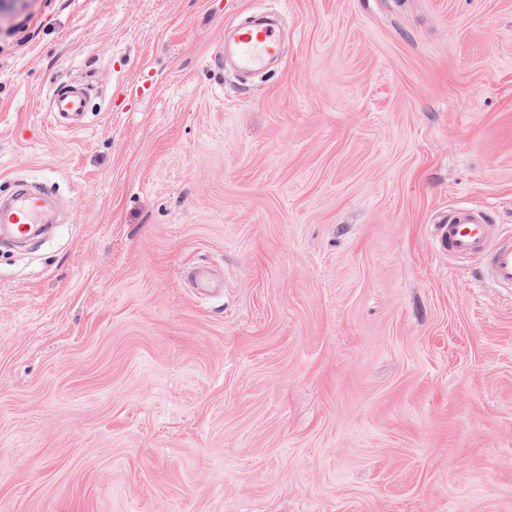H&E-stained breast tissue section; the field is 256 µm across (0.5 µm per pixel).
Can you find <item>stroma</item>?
<instances>
[{
  "mask_svg": "<svg viewBox=\"0 0 512 512\" xmlns=\"http://www.w3.org/2000/svg\"><path fill=\"white\" fill-rule=\"evenodd\" d=\"M17 179L62 230L0 250V512H512V290L436 245L512 226V0H0ZM231 52L240 70L258 71L280 56V39L270 25H243L234 32ZM56 125L73 127L82 123L79 118L87 111L85 88L77 84H61L51 95Z\"/></svg>",
  "mask_w": 512,
  "mask_h": 512,
  "instance_id": "35a3bbf8",
  "label": "stroma"
}]
</instances>
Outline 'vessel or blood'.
I'll return each mask as SVG.
<instances>
[{"label": "vessel or blood", "mask_w": 512, "mask_h": 512, "mask_svg": "<svg viewBox=\"0 0 512 512\" xmlns=\"http://www.w3.org/2000/svg\"><path fill=\"white\" fill-rule=\"evenodd\" d=\"M231 52L240 70L258 71L279 57L280 39L272 26L243 25L234 32ZM51 102L55 122L63 127L78 125L87 111L85 89L77 84L56 86ZM50 222L46 195L38 186L19 183L11 196L0 202V226L16 238L38 237ZM437 241L455 260L483 259L487 277L498 287L512 288V234H505L481 212L470 207L453 209L447 223L439 225Z\"/></svg>", "instance_id": "obj_1"}]
</instances>
